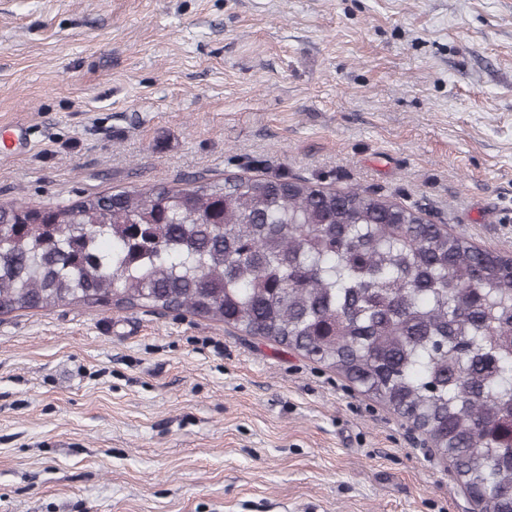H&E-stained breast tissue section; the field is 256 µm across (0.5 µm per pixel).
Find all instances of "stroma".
<instances>
[{
  "mask_svg": "<svg viewBox=\"0 0 512 512\" xmlns=\"http://www.w3.org/2000/svg\"><path fill=\"white\" fill-rule=\"evenodd\" d=\"M4 124L0 203L282 174L512 249V0H0ZM450 467L222 322L0 316V512H464Z\"/></svg>",
  "mask_w": 512,
  "mask_h": 512,
  "instance_id": "35a3bbf8",
  "label": "stroma"
}]
</instances>
